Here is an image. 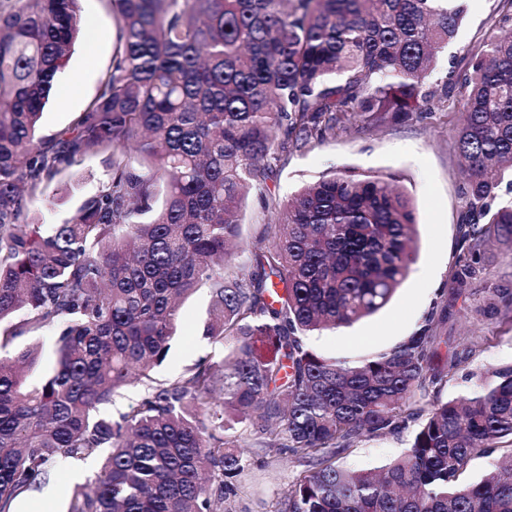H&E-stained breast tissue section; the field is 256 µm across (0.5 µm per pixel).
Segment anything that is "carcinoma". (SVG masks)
Listing matches in <instances>:
<instances>
[{"instance_id":"1","label":"carcinoma","mask_w":512,"mask_h":512,"mask_svg":"<svg viewBox=\"0 0 512 512\" xmlns=\"http://www.w3.org/2000/svg\"><path fill=\"white\" fill-rule=\"evenodd\" d=\"M117 26L97 96L51 136L39 121L75 41L78 0H0V324L19 312L55 337L53 374L28 383L36 348L0 355V512L62 458L107 448L66 512H237L241 478L274 459L302 466L274 512H512V453L477 483L471 462L512 444V364L441 390L477 343L431 311L362 360L305 339L383 308L415 260L417 224L395 174L345 169L303 187L244 243L240 212L288 151L347 125L430 119L457 94L467 172L450 306L489 295L512 321V284L477 288L493 241L512 243V0L479 47L440 69L462 0H109ZM107 182L64 224L29 204L87 154ZM211 297L203 337L218 361L160 382L183 299ZM141 399L100 411L128 382ZM428 399V407L420 400ZM412 429L379 470L336 458Z\"/></svg>"}]
</instances>
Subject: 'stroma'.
I'll use <instances>...</instances> for the list:
<instances>
[{"label": "stroma", "mask_w": 512, "mask_h": 512, "mask_svg": "<svg viewBox=\"0 0 512 512\" xmlns=\"http://www.w3.org/2000/svg\"><path fill=\"white\" fill-rule=\"evenodd\" d=\"M466 14L449 55L463 56L489 32L493 18L503 8L501 0H466ZM82 24L90 26L91 41H77L67 69L56 79L54 97L46 105L40 133L49 136L66 128L75 114L96 97L100 80L112 63L117 29L109 0H79ZM70 99L60 110L57 94ZM466 110L464 96H457L446 111L434 118L401 124L389 123L366 130L350 126L335 138L310 143L289 152L278 174L263 190L252 191L241 212L245 241H254L261 224L267 223L270 205L288 200L304 184L318 180L332 168L350 166L372 175L397 174L413 200L417 217L416 259L390 302L376 314L349 327H339L308 337V346L327 357L359 360L385 351L410 336L421 326L436 303L444 301L458 255V224L463 209L461 189L464 174L457 152V130ZM109 171L105 155H88L81 165L62 170L47 184L31 206L34 221L60 224L101 188ZM209 296L199 291L182 308L183 325L166 360L155 371L158 380L178 378L201 360L222 355V345L202 336L208 320ZM453 335L474 336L479 354L454 369L442 395L455 399L465 395V375L478 368L512 363V327L490 322L481 316L453 313L448 321ZM408 435L386 436L358 444L343 454L342 467L373 469L400 455ZM99 467L98 457L70 459L65 470L49 479L59 489L58 512H65L75 483L90 478ZM297 462L282 460L275 466L254 471L245 482L237 503L238 512H273L279 492L300 472Z\"/></svg>", "instance_id": "35a3bbf8"}]
</instances>
